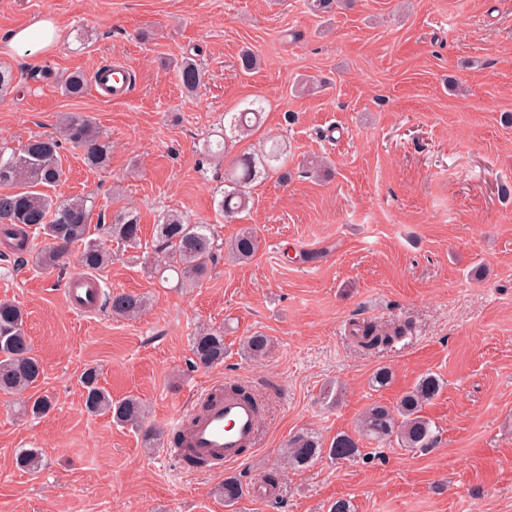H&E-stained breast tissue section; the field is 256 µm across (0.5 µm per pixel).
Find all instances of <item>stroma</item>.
<instances>
[{
  "mask_svg": "<svg viewBox=\"0 0 512 512\" xmlns=\"http://www.w3.org/2000/svg\"><path fill=\"white\" fill-rule=\"evenodd\" d=\"M47 19L51 49L9 48ZM245 50L260 58L248 72ZM187 57L203 73L192 93L176 73ZM115 61L134 75L125 97L62 91L68 74ZM0 63L15 76L0 140L55 134L67 112L107 135L98 169L62 149L55 193L92 196L105 222L137 213L140 246L116 248L97 275L148 300L133 318L77 314L63 296L76 263L42 268L38 240L20 262L0 249V302L24 311L44 369L30 393L54 404L20 419L0 394V512H329L339 499L353 512H512V0H336L328 13L306 0H0ZM257 98L262 125L229 153L284 138L290 176L253 183L249 210L228 223L215 201L226 164L201 147ZM171 211L227 242L253 228L259 250L170 287L149 256ZM362 320L405 334L365 352L349 339ZM207 326L224 330V361L196 369L191 339ZM257 331L272 346L253 360L242 343ZM93 366L113 399L139 398L155 447L143 428L86 412L79 379ZM382 366L390 384L371 386ZM428 373L443 381L422 409L432 448L288 467L291 436L355 434L367 408L395 407ZM233 383L264 404L254 450L217 473L183 468L168 453L173 422ZM22 448L42 450L39 473L17 468ZM228 476L243 488L230 505L216 493Z\"/></svg>",
  "mask_w": 512,
  "mask_h": 512,
  "instance_id": "35a3bbf8",
  "label": "stroma"
}]
</instances>
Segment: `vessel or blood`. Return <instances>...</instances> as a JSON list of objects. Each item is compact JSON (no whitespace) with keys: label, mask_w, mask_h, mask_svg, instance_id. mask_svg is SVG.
Wrapping results in <instances>:
<instances>
[{"label":"vessel or blood","mask_w":512,"mask_h":512,"mask_svg":"<svg viewBox=\"0 0 512 512\" xmlns=\"http://www.w3.org/2000/svg\"><path fill=\"white\" fill-rule=\"evenodd\" d=\"M124 66H113L109 78L94 81L95 92L103 97L120 98L128 87L124 81ZM102 290L93 276L74 271L64 290L67 306L80 314L99 311ZM261 420L252 399L220 390H207L190 415V425L180 448L174 449L176 458L192 456L212 464L220 470L241 462L253 446Z\"/></svg>","instance_id":"vessel-or-blood-1"}]
</instances>
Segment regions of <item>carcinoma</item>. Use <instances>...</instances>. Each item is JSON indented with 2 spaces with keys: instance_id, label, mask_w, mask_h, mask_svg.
<instances>
[{
  "instance_id": "carcinoma-1",
  "label": "carcinoma",
  "mask_w": 512,
  "mask_h": 512,
  "mask_svg": "<svg viewBox=\"0 0 512 512\" xmlns=\"http://www.w3.org/2000/svg\"><path fill=\"white\" fill-rule=\"evenodd\" d=\"M183 87L194 92L200 85L201 72L190 59L178 70ZM92 81L83 72H74L64 81L68 95L76 97ZM262 105L256 100L239 112L224 113L222 138L246 137L259 124ZM60 139H36L20 149L0 145V236L10 252L23 251L29 241L44 237L45 245L38 255L44 268L61 267L70 246H82L78 263L87 271L103 267L112 258V252L101 242L90 237L89 227L94 204L90 198L60 199L50 193L64 178L60 142L83 151L84 159L92 168L102 167L111 154L107 136L86 115L70 112L63 116L59 126ZM270 171L281 172V180H288V146L274 138L258 154H243L231 160L224 173V190L220 191L217 209L224 219L231 221L245 211L250 202L249 189L253 181ZM107 240L118 245L136 247L141 242V224L130 212L118 211L112 222L101 225ZM161 249L165 251L163 269L176 274L182 286L199 282L214 265L222 246L215 243L208 224H193L177 213H166L156 225ZM260 240L251 228L243 229L232 241L229 251L241 262H247L259 250ZM103 307L114 316L130 317L147 305L142 295L130 293H102ZM22 310L7 302H0V393L21 394L34 387L43 375L39 360L32 353L24 329ZM400 331L392 332L365 325L354 336L356 343L366 350L384 349L399 338ZM271 340L263 333L247 337L246 353L257 359L264 356ZM191 367L207 368L224 361V330L203 328L192 339ZM84 389V407L91 414H108L117 423L138 426L143 420L140 401L128 396L112 400V395L100 386V372L95 367L81 376ZM442 388L441 380L424 375L415 387L404 394L396 407L381 405L369 407L361 417L358 434L382 444H397L402 448L425 449L433 445L436 431L430 420L421 415L422 407L433 400ZM53 408L47 395L22 398L17 408L23 417L41 418ZM332 460H351L361 455L358 440L351 435L338 434L326 445L311 432L294 435L286 448V459L293 467H303L322 455ZM16 466L35 473L42 466L38 448H23L15 457ZM224 502L233 503L242 494L239 481L227 477L217 487Z\"/></svg>"
}]
</instances>
